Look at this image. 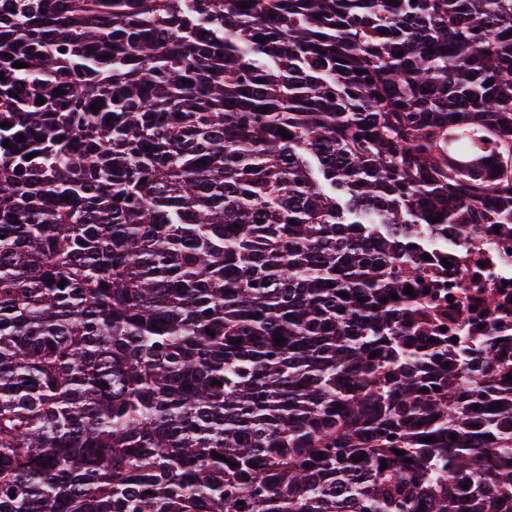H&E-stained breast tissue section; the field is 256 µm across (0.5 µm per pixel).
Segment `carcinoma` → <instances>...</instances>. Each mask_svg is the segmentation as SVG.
Returning a JSON list of instances; mask_svg holds the SVG:
<instances>
[{"label": "carcinoma", "instance_id": "obj_1", "mask_svg": "<svg viewBox=\"0 0 512 512\" xmlns=\"http://www.w3.org/2000/svg\"><path fill=\"white\" fill-rule=\"evenodd\" d=\"M0 73V512H512L390 299L512 223V0H0Z\"/></svg>", "mask_w": 512, "mask_h": 512}]
</instances>
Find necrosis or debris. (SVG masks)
<instances>
[{
    "instance_id": "4bbe7bcc",
    "label": "necrosis or debris",
    "mask_w": 512,
    "mask_h": 512,
    "mask_svg": "<svg viewBox=\"0 0 512 512\" xmlns=\"http://www.w3.org/2000/svg\"><path fill=\"white\" fill-rule=\"evenodd\" d=\"M435 241L416 255L422 274L412 280L425 305L417 333L436 338L440 352L427 374L457 368L463 347L472 365L493 360L497 372L512 370V223L429 224Z\"/></svg>"
}]
</instances>
